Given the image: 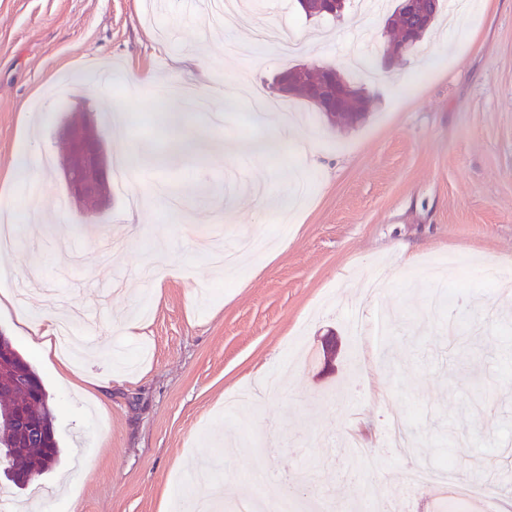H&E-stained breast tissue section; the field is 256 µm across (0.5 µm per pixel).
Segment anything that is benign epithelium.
<instances>
[{"label": "benign epithelium", "instance_id": "7a95c632", "mask_svg": "<svg viewBox=\"0 0 512 512\" xmlns=\"http://www.w3.org/2000/svg\"><path fill=\"white\" fill-rule=\"evenodd\" d=\"M297 2L309 18L336 17L344 5V0ZM433 7V0H400L398 12L413 23L404 46L408 47L419 39L431 21ZM333 71L334 68L329 65L303 64L283 72L277 79L276 90L284 96L294 95L296 87L304 84L317 110L331 116L341 106L345 92L332 79ZM57 137L65 144L60 169L68 199L82 212L105 213L111 206V170L104 140L91 114L83 111L70 113L59 126Z\"/></svg>", "mask_w": 512, "mask_h": 512}]
</instances>
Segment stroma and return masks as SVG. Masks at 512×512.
I'll use <instances>...</instances> for the list:
<instances>
[{"instance_id":"stroma-1","label":"stroma","mask_w":512,"mask_h":512,"mask_svg":"<svg viewBox=\"0 0 512 512\" xmlns=\"http://www.w3.org/2000/svg\"><path fill=\"white\" fill-rule=\"evenodd\" d=\"M0 0V185L26 157L46 158L33 190L10 206L16 262L39 264L43 286L96 351L73 359L77 376L112 377L104 410L63 385L62 360L0 330L30 360L50 394L60 464L29 488L0 478L10 512H183L206 485L226 506L291 489L294 512L321 500L330 512H379L405 472L439 467L452 446L453 476L474 493L457 512H482L487 497L512 501V313L494 284L512 274V0H467L441 15L421 52L383 67L392 38L379 13L310 20L294 0H242L245 13L296 33L297 52L251 42L225 63L234 38L193 0ZM302 63L342 72L372 98L367 120L330 126L293 98L309 153L268 155L238 169L223 150L171 166L157 180L182 194L168 212L148 209L128 174H112V208L78 211L58 176L63 119L92 114L111 165L126 144L164 153L174 133L158 101L174 80L196 91L203 70L223 78L206 108L183 123L238 142L265 139L269 125L236 97L235 77L275 97L276 76ZM141 82L128 89L119 72ZM224 202L223 212L201 207ZM260 232L280 250L258 253L238 273H218L212 255ZM112 235V251L93 242ZM455 256L458 273L435 286L429 262ZM150 264L172 267L144 277ZM391 279L365 296L379 267ZM389 316L383 337L351 335L357 310ZM340 341L334 371L317 358ZM281 376L280 390L228 412L224 398ZM419 436L408 454L388 445L392 418ZM365 423L373 464L349 448L350 424ZM277 473L262 488L248 471Z\"/></svg>"}]
</instances>
